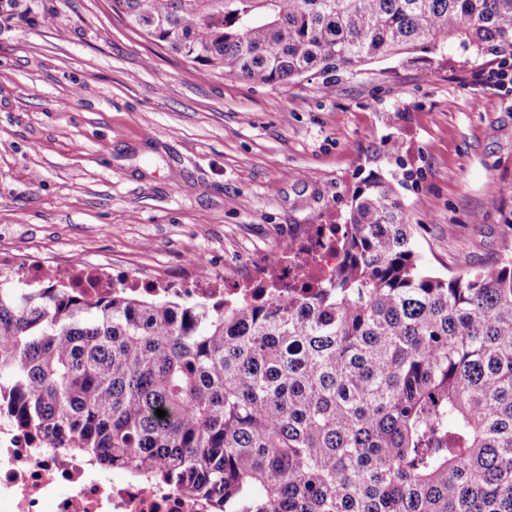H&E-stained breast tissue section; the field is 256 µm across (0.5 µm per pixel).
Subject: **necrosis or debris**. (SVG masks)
<instances>
[{
  "mask_svg": "<svg viewBox=\"0 0 512 512\" xmlns=\"http://www.w3.org/2000/svg\"><path fill=\"white\" fill-rule=\"evenodd\" d=\"M341 261L327 227L313 225L304 237L280 250L271 262L250 266L247 278L225 283L223 277L197 275L184 281L158 279L152 295L184 300H216L232 304L251 299L256 284H315ZM31 288L55 284L82 295H123L139 286L138 278L89 265L58 263L46 267L39 256L19 260L0 251V276ZM210 500L169 485L143 486L131 476L103 474L87 458L59 448L35 446L12 424L0 423V512H212Z\"/></svg>",
  "mask_w": 512,
  "mask_h": 512,
  "instance_id": "obj_1",
  "label": "necrosis or debris"
}]
</instances>
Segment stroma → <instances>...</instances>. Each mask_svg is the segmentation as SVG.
<instances>
[{
  "instance_id": "obj_1",
  "label": "stroma",
  "mask_w": 512,
  "mask_h": 512,
  "mask_svg": "<svg viewBox=\"0 0 512 512\" xmlns=\"http://www.w3.org/2000/svg\"><path fill=\"white\" fill-rule=\"evenodd\" d=\"M24 7L0 23V247L140 278L199 256L240 276L346 223L378 172L401 180L428 271L512 255V81L476 84L460 42L261 87L198 74L108 0Z\"/></svg>"
}]
</instances>
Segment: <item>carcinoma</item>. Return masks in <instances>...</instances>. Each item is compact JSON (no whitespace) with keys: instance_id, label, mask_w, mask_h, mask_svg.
I'll list each match as a JSON object with an SVG mask.
<instances>
[{"instance_id":"carcinoma-1","label":"carcinoma","mask_w":512,"mask_h":512,"mask_svg":"<svg viewBox=\"0 0 512 512\" xmlns=\"http://www.w3.org/2000/svg\"><path fill=\"white\" fill-rule=\"evenodd\" d=\"M111 2L200 74L258 86L454 40L512 57V0ZM399 186L363 181L307 299L1 282L0 421L217 512H512V256L433 275Z\"/></svg>"}]
</instances>
